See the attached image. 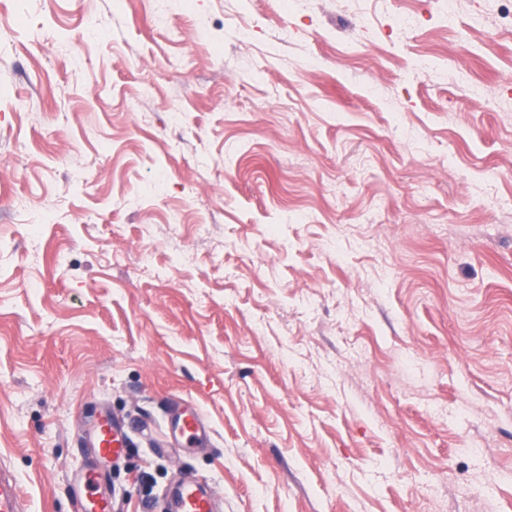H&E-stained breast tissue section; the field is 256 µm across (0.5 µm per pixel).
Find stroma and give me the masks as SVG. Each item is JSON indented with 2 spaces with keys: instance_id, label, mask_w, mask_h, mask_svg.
I'll use <instances>...</instances> for the list:
<instances>
[{
  "instance_id": "obj_1",
  "label": "stroma",
  "mask_w": 512,
  "mask_h": 512,
  "mask_svg": "<svg viewBox=\"0 0 512 512\" xmlns=\"http://www.w3.org/2000/svg\"><path fill=\"white\" fill-rule=\"evenodd\" d=\"M503 0H0V470L79 512H512ZM207 441L165 438L175 407ZM90 438L95 448V463L82 472L77 481V486L84 491L83 497L79 499L80 511L112 512V497L101 489L98 467L123 455L124 435L108 415H102ZM220 503L213 496H202L196 488L193 480L183 482L180 491L179 512H218Z\"/></svg>"
}]
</instances>
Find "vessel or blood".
<instances>
[{"label": "vessel or blood", "mask_w": 512, "mask_h": 512, "mask_svg": "<svg viewBox=\"0 0 512 512\" xmlns=\"http://www.w3.org/2000/svg\"><path fill=\"white\" fill-rule=\"evenodd\" d=\"M174 439L199 440L206 433L200 415L185 409L176 413L167 425ZM95 449V464L80 475L77 484L83 489L79 500L80 512H112V498L102 490L98 467L120 458L124 453L125 439L121 428L109 416H101L91 435ZM26 497L18 483L9 478H0V512H22ZM220 503L212 496L200 495L194 481L183 482L180 491L178 512H219Z\"/></svg>", "instance_id": "obj_1"}]
</instances>
